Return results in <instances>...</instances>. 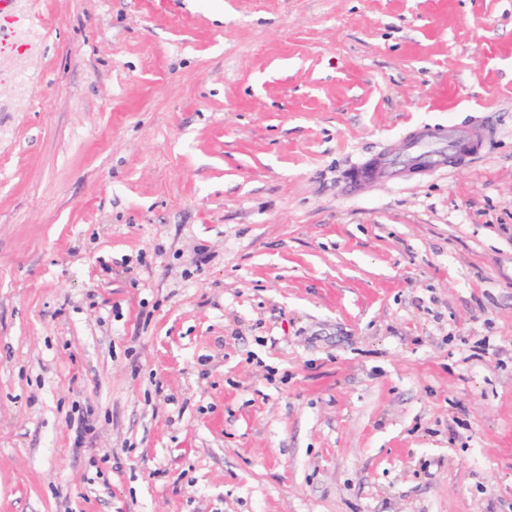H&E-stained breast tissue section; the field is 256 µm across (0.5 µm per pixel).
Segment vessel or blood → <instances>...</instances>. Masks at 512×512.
<instances>
[{
  "label": "vessel or blood",
  "mask_w": 512,
  "mask_h": 512,
  "mask_svg": "<svg viewBox=\"0 0 512 512\" xmlns=\"http://www.w3.org/2000/svg\"><path fill=\"white\" fill-rule=\"evenodd\" d=\"M489 138V130L483 127L467 129L450 125L432 129L414 142L405 155L380 152L364 160L351 171L348 183L356 187L376 175L388 181H396L407 166L419 165L430 171L442 170L447 168L452 157H474L483 153Z\"/></svg>",
  "instance_id": "obj_1"
}]
</instances>
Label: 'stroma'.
I'll use <instances>...</instances> for the list:
<instances>
[{"mask_svg": "<svg viewBox=\"0 0 512 512\" xmlns=\"http://www.w3.org/2000/svg\"><path fill=\"white\" fill-rule=\"evenodd\" d=\"M15 11L0 512H512V0ZM490 131L483 126L467 129L455 125L442 126L427 130L414 142L405 155L395 156L379 152L361 162L348 177L350 187L359 186L379 175L384 180L399 181L405 166L417 164L428 171H437L449 167L452 156H477L487 149ZM448 160V161H447Z\"/></svg>", "mask_w": 512, "mask_h": 512, "instance_id": "1", "label": "stroma"}]
</instances>
